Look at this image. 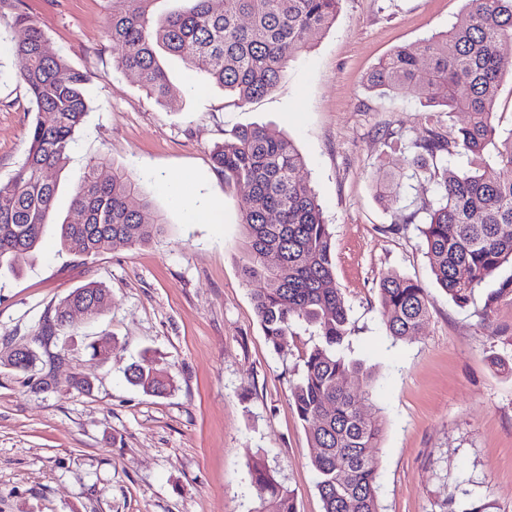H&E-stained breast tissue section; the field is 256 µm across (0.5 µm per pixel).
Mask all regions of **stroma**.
Listing matches in <instances>:
<instances>
[{
	"mask_svg": "<svg viewBox=\"0 0 512 512\" xmlns=\"http://www.w3.org/2000/svg\"><path fill=\"white\" fill-rule=\"evenodd\" d=\"M53 49L88 75L89 111L57 178L54 211L35 258L0 273V339L30 336L74 288L100 283L110 302L96 320L75 315L70 350L49 389L0 366V512H253L251 465L260 458L293 491L297 512H323L307 432L291 388L319 338L298 324L283 351L266 342L252 286L240 275L248 191L228 186L210 151L241 126L288 136L304 159L334 244L335 280L350 308L348 354L375 372L363 407L381 417L380 512H441L479 497L512 512V298L484 313L501 270L454 305L434 282L421 234L432 180L379 198V168L402 172L428 124L460 128L464 112H431L408 93L380 95L366 74L393 49L462 24L467 0H341L332 27L293 54L265 97L241 106L170 56L167 101L116 69L105 31L112 0H24ZM23 36L0 18V181L16 172L37 113L16 74ZM404 134L390 139L391 131ZM137 179L166 220L145 245L115 244L85 260L61 253L57 228L90 162ZM192 177L220 211L207 224L173 204ZM397 273L426 288L430 318L417 336H387L379 283ZM112 356H92L91 341ZM506 357L495 366L492 356ZM162 364V396L131 385V363ZM91 383L72 387L73 376Z\"/></svg>",
	"mask_w": 512,
	"mask_h": 512,
	"instance_id": "1",
	"label": "stroma"
}]
</instances>
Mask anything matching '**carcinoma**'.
I'll use <instances>...</instances> for the list:
<instances>
[{"instance_id": "obj_1", "label": "carcinoma", "mask_w": 512, "mask_h": 512, "mask_svg": "<svg viewBox=\"0 0 512 512\" xmlns=\"http://www.w3.org/2000/svg\"><path fill=\"white\" fill-rule=\"evenodd\" d=\"M113 2L106 37L114 64L149 94L168 97V74L158 59L163 50L247 104L275 90L291 54L307 48L311 36L334 22L340 0H193L190 10L159 19L150 11L153 0ZM468 2L463 25L415 50L395 49L366 79L371 90L407 92L427 106L469 114V123L455 133L431 125L414 142L416 155L407 162L413 176L427 161L454 154H467L474 162L465 173L434 168L437 195L422 228L431 273L460 308L468 307L476 289L504 265L512 266V132L501 138L493 121L501 76L512 72V63L500 52L512 42V0ZM20 5L21 0H0V18L10 14L24 27L15 46L24 60L19 79L38 118L28 131L19 168L8 182H0V269L10 271L41 242L57 175L88 110L87 75L52 49ZM491 148L493 166L485 160ZM211 160L227 185L248 189L241 277L248 285L262 284L252 301L266 342L282 350L300 321L315 327L321 338L306 354L291 397L308 433L323 512H379L374 448L383 422L362 409L372 371L342 353L350 333L348 307L335 283L329 225L314 190L299 176L301 156L287 136L250 125L215 146ZM105 167L103 161L88 167L72 199L74 220L60 224L59 244L70 255L87 259L117 242L145 244L165 230L164 215L151 200L144 197L130 206L129 199L140 193L138 182L120 168L105 175ZM406 177L377 172L379 196H399ZM379 294L387 335L395 341L418 335L429 319L425 289L394 273L380 281ZM510 295L512 278L487 295L484 311ZM108 301L105 289L94 282L74 289L44 314L31 338L0 344V364L34 378L39 389L49 388L48 375L35 369L65 352L60 343L69 335L71 312L82 306L87 318H95ZM18 344L31 347L22 367L12 361ZM41 350L47 359H41ZM125 374L157 395L169 386L159 368L131 365ZM252 480L264 512H297L293 491L277 482L260 458L253 462Z\"/></svg>"}]
</instances>
